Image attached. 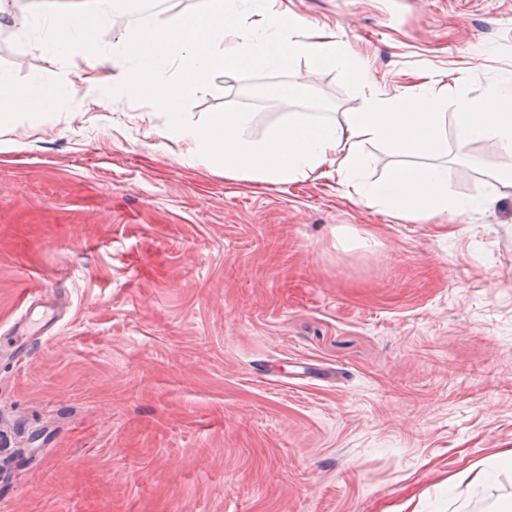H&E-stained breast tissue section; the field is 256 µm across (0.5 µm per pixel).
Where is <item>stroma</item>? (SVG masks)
<instances>
[{
    "mask_svg": "<svg viewBox=\"0 0 512 512\" xmlns=\"http://www.w3.org/2000/svg\"><path fill=\"white\" fill-rule=\"evenodd\" d=\"M9 0L0 69L77 93L0 126V512H497L512 474V194L486 138L449 152L465 204L439 224L354 202L335 180L263 185L164 149L151 100L89 90ZM201 0H122L141 16ZM369 64L485 96L512 72V0H280ZM298 80L294 102L268 87ZM347 73L215 71L186 106L360 111ZM487 471L483 485L460 474Z\"/></svg>",
    "mask_w": 512,
    "mask_h": 512,
    "instance_id": "1",
    "label": "stroma"
}]
</instances>
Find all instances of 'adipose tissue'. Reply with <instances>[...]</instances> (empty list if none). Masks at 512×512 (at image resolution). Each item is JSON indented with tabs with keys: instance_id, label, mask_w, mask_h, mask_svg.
<instances>
[{
	"instance_id": "adipose-tissue-1",
	"label": "adipose tissue",
	"mask_w": 512,
	"mask_h": 512,
	"mask_svg": "<svg viewBox=\"0 0 512 512\" xmlns=\"http://www.w3.org/2000/svg\"><path fill=\"white\" fill-rule=\"evenodd\" d=\"M276 0H263L269 22L244 25L239 0H204L202 9L161 21L145 17L124 40L117 59H109L100 43L102 27L116 0H81L70 10L53 14L52 34L42 50L60 56L82 55L89 68L112 60L118 78L132 92L149 98L166 118L165 139L185 146L189 160L221 165L224 176L263 184H286L336 174L365 206H378L400 220H429L458 211L448 188L449 145L465 151L472 140L494 139L502 156L497 181L512 189V76L481 98L458 97L452 115L446 100L429 83L412 94L389 96L372 85L366 68L337 41L335 33L309 28L297 16L275 11ZM316 68L341 70L364 89L362 111L339 118H316L288 112L253 137L254 115L241 108L195 126L185 118L190 97L202 89L212 72L239 67L290 72L299 58ZM177 67L178 80L164 74ZM72 81L34 78L16 83L0 71V122L7 111H44L71 97ZM453 129H446V119ZM379 144L395 156L383 178L363 177L365 147Z\"/></svg>"
}]
</instances>
